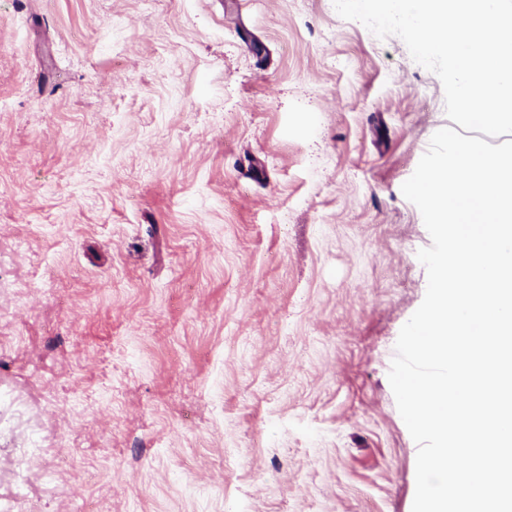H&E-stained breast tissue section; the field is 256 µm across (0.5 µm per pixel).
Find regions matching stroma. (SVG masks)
I'll return each instance as SVG.
<instances>
[{
  "instance_id": "obj_1",
  "label": "stroma",
  "mask_w": 512,
  "mask_h": 512,
  "mask_svg": "<svg viewBox=\"0 0 512 512\" xmlns=\"http://www.w3.org/2000/svg\"><path fill=\"white\" fill-rule=\"evenodd\" d=\"M449 124L333 0H0V500L412 512L401 186Z\"/></svg>"
}]
</instances>
